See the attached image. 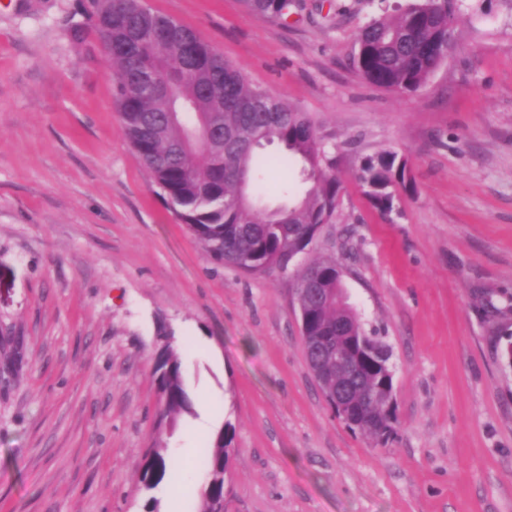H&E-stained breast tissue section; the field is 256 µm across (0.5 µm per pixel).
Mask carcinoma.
Returning <instances> with one entry per match:
<instances>
[{
    "label": "carcinoma",
    "mask_w": 512,
    "mask_h": 512,
    "mask_svg": "<svg viewBox=\"0 0 512 512\" xmlns=\"http://www.w3.org/2000/svg\"><path fill=\"white\" fill-rule=\"evenodd\" d=\"M252 14L281 18L293 0H244ZM460 0H419L394 16L367 22L356 39L350 67L365 82L400 94L416 92L444 60L453 39ZM88 26L102 37L112 24L113 40H141L139 52L121 49L108 56L114 73V97L134 150L141 157L161 197L191 236L216 262L261 275L274 256L301 249L303 236L331 223L340 183L334 159L307 113L269 91L251 85L243 74L223 60L212 46L189 37L192 30L158 27L166 16L142 8L138 0H99L83 5ZM224 76V108L206 91L205 79ZM278 143L285 154L262 156L254 144ZM302 163L305 194L274 208L257 203L250 187L263 169H274L290 158ZM355 179L372 206L382 212L394 208L396 185L409 187L408 160L383 151L363 161ZM324 273L318 300L306 308L313 332L333 337L337 344L359 353L360 381L377 398L349 417L348 424L370 438L387 439L394 430V411L385 395L393 394L387 376L390 351L376 336L364 331L336 279V261L315 262ZM17 348L0 349V372L16 373L23 364ZM156 380L163 398L162 417L174 420L188 410L189 400L178 350L165 343L159 352ZM231 427H226L204 449L207 473L221 479L206 484L201 512H212L224 500L225 477L233 453ZM164 448L146 455L141 482L155 488L171 469Z\"/></svg>",
    "instance_id": "cac0c4a2"
}]
</instances>
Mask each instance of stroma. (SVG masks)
<instances>
[{
  "label": "stroma",
  "instance_id": "35a3bbf8",
  "mask_svg": "<svg viewBox=\"0 0 512 512\" xmlns=\"http://www.w3.org/2000/svg\"><path fill=\"white\" fill-rule=\"evenodd\" d=\"M414 0H144L248 81L310 116L340 202L303 256L335 259L366 332L391 350L383 442L326 402L305 358L297 267L220 266L163 203L113 102L82 0H0V330L25 366L0 385V512H200L205 405L232 425L224 512H512V0H462L447 60L412 94L349 66L360 27ZM407 158L413 187L380 212L354 173ZM268 171V204L302 194ZM501 314H494V307ZM191 401L159 420L160 330ZM186 478L144 491L149 449ZM252 14L262 18H282L294 4L292 0H244Z\"/></svg>",
  "mask_w": 512,
  "mask_h": 512
}]
</instances>
